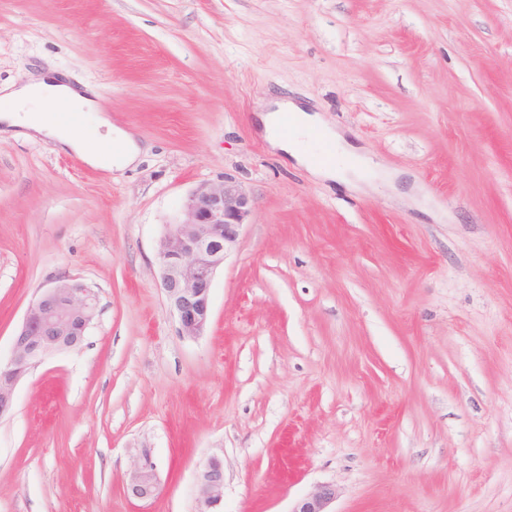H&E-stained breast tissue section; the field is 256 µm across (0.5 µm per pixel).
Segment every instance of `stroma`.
Returning <instances> with one entry per match:
<instances>
[{"label": "stroma", "instance_id": "35a3bbf8", "mask_svg": "<svg viewBox=\"0 0 512 512\" xmlns=\"http://www.w3.org/2000/svg\"><path fill=\"white\" fill-rule=\"evenodd\" d=\"M42 67L145 151L0 137V358L42 288L99 297L0 419V512H200L213 457L221 512H512V0H0V83ZM268 93L355 146L347 181L269 147ZM227 175L255 209L189 338L157 242ZM158 491L156 464L150 452L144 450L134 466L124 493L129 499L149 501L157 496ZM197 486L202 510L200 512L214 511L224 498V466L216 458H211L208 463L199 471ZM336 499V489L331 485H319L312 492L298 500L290 512H333L329 509Z\"/></svg>", "mask_w": 512, "mask_h": 512}]
</instances>
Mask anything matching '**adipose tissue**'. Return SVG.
<instances>
[{"instance_id": "adipose-tissue-1", "label": "adipose tissue", "mask_w": 512, "mask_h": 512, "mask_svg": "<svg viewBox=\"0 0 512 512\" xmlns=\"http://www.w3.org/2000/svg\"><path fill=\"white\" fill-rule=\"evenodd\" d=\"M58 100L65 101L75 112L98 113L99 124L104 130L102 138L117 142V151L112 154L103 153L100 148L88 143L80 133L43 117L44 108ZM260 108L259 117L264 138L270 147L295 157L304 166H311L312 160L307 153L300 151L299 142L310 137L318 127V115L286 98L262 102ZM104 110V105L92 90L64 82L50 71L29 73L19 84L0 85V125L24 129L25 136L29 139L54 137L64 147L81 154L87 163L103 170L134 164L140 154L139 145L126 133L113 128ZM286 112L293 118V130L288 136L279 132L281 116Z\"/></svg>"}]
</instances>
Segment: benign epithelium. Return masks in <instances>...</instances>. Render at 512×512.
<instances>
[{
  "instance_id": "1",
  "label": "benign epithelium",
  "mask_w": 512,
  "mask_h": 512,
  "mask_svg": "<svg viewBox=\"0 0 512 512\" xmlns=\"http://www.w3.org/2000/svg\"><path fill=\"white\" fill-rule=\"evenodd\" d=\"M253 209L249 192L226 176L197 187L184 202L179 220L165 225L157 247L161 285L182 335L195 338L206 331L215 274L236 246ZM97 308V294L77 279H59L41 289L13 336L9 359L0 362V419L13 412L16 386L25 374L55 353L82 346ZM197 486L200 512H213L224 498V466L218 458H211L199 471ZM158 491L156 464L145 450L124 493L130 499L149 501ZM335 499L336 488L319 485L290 512H330Z\"/></svg>"
}]
</instances>
